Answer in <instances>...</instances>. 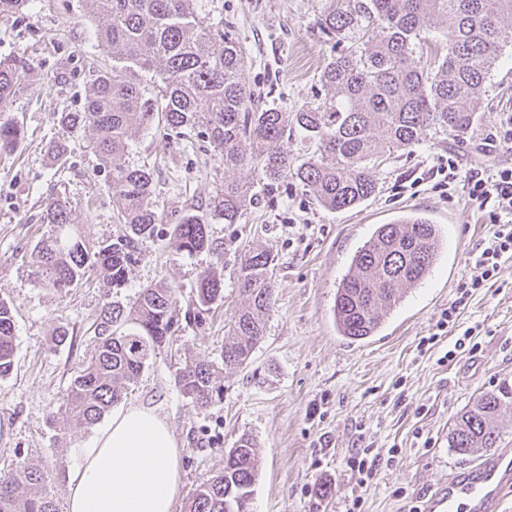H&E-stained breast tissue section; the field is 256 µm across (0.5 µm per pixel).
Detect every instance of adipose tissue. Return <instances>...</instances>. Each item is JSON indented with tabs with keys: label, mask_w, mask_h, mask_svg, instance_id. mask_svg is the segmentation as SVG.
<instances>
[{
	"label": "adipose tissue",
	"mask_w": 512,
	"mask_h": 512,
	"mask_svg": "<svg viewBox=\"0 0 512 512\" xmlns=\"http://www.w3.org/2000/svg\"><path fill=\"white\" fill-rule=\"evenodd\" d=\"M81 455L68 473V512H173L180 452L155 411L121 408Z\"/></svg>",
	"instance_id": "obj_1"
}]
</instances>
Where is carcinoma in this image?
<instances>
[{
  "mask_svg": "<svg viewBox=\"0 0 512 512\" xmlns=\"http://www.w3.org/2000/svg\"><path fill=\"white\" fill-rule=\"evenodd\" d=\"M99 22V46L112 55V69L93 80L80 112H61L67 128L96 132L92 149L110 169L112 211L121 234L93 241L73 216L70 202L46 199L45 232L32 254V276L42 288H78L97 268L114 288L126 284L139 246L154 237L160 218L152 205L153 172L121 162L130 138L161 120L171 130L200 127L224 170L250 167L267 184L295 180L301 191L333 211L352 209L375 195L373 171L381 158L423 146L427 136L462 137L480 110V91L500 47L512 43V0H329L316 24L338 46L320 74L327 91L314 107L284 112L255 104L245 82L246 61L236 33L214 29L199 16L195 0H84ZM441 25L445 54L422 62L423 45ZM32 64L0 57V104L27 81ZM153 77L145 91L139 73ZM293 128L314 149L290 157L282 141ZM21 128L0 120V152L13 150ZM254 184L224 181L203 213L191 206L171 236L188 253L210 246L209 218L235 224L254 196ZM441 253V229L419 213L380 224L357 248L337 286L333 316L338 335L357 341L375 335L407 287L424 281ZM274 257L250 248L240 257L237 284L244 306L224 342V367L248 363L264 336L273 305ZM224 297L215 271L200 272L187 318L201 325ZM175 291L159 282L140 290L129 306L109 302L89 327L95 341L89 359L74 371L54 425L88 428L136 385L156 352L173 344ZM15 318L0 300V378L15 365ZM175 382L195 407L206 410L220 397L214 365L191 356ZM507 392H487L459 417L449 447L462 457L494 448L495 419ZM256 442L241 434L224 457V470L191 494L186 512H252L257 475ZM49 471L22 461L0 472V512H56Z\"/></svg>",
  "mask_w": 512,
  "mask_h": 512,
  "instance_id": "obj_1",
  "label": "carcinoma"
}]
</instances>
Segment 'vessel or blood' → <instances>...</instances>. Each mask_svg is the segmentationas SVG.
I'll return each instance as SVG.
<instances>
[{"label": "vessel or blood", "mask_w": 512, "mask_h": 512, "mask_svg": "<svg viewBox=\"0 0 512 512\" xmlns=\"http://www.w3.org/2000/svg\"><path fill=\"white\" fill-rule=\"evenodd\" d=\"M512 492V450L499 448L476 465L468 477L435 494L430 512H498Z\"/></svg>", "instance_id": "obj_1"}]
</instances>
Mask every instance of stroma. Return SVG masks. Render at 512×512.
Returning <instances> with one entry per match:
<instances>
[{
  "label": "stroma",
  "mask_w": 512,
  "mask_h": 512,
  "mask_svg": "<svg viewBox=\"0 0 512 512\" xmlns=\"http://www.w3.org/2000/svg\"><path fill=\"white\" fill-rule=\"evenodd\" d=\"M325 3L197 0V11L237 34L247 56L244 77L255 95L291 112L317 106L326 95L320 72L332 44L316 26ZM10 54L27 57L33 71L0 104V118L23 129L16 149L0 154V299L12 304L16 320L14 370L0 378V471L22 460L56 470L52 495L58 512H68V470L99 429L63 434L52 416L93 348L89 327L108 290L97 273L62 294L38 287L30 262L50 196L71 201L92 239L121 232L108 172L91 149L94 131L63 127L57 118L82 110L93 75L111 68L112 58L99 47L97 22L83 0H29L22 13L0 17V55ZM481 102L464 141L440 136L390 159L376 172V195L361 205L332 212L295 184H283L259 192L238 223L212 220L209 249L192 255L179 250L171 224L189 206H208L225 176L255 183L257 171L225 173L221 160L204 151L197 130L175 138L156 124L132 136L122 161L152 169L153 206L163 222L157 236L143 242L117 301L132 302L140 289L166 282L177 297V348L220 365L229 321L240 305V249L260 246L275 259L265 334L247 365L222 370L220 401L204 411L194 407L176 385L177 366L166 351L150 360L122 400L154 407L174 432L182 487L173 512H185L193 490L223 468L225 453L245 432L257 442L252 512H348L356 498L361 512H410L483 461L480 452L457 455L448 435L482 394L512 390V258L474 291L452 332L437 335L436 323L458 285L476 274L472 257L487 242L490 226L470 206L463 186L448 188L434 171L452 154L474 172L512 166V149L495 139L503 114L512 113V43L503 46ZM56 140L71 151L61 168L46 154ZM410 211L440 225L441 256L431 275L407 290L378 336L348 342L333 319L337 285L375 227ZM213 266L223 271L224 298L198 326L185 313L197 274ZM60 329L69 333L62 345L55 336ZM468 329L477 351L448 357ZM428 336L433 344L422 345ZM361 448L392 460L360 486L349 463Z\"/></svg>",
  "instance_id": "stroma-1"
}]
</instances>
